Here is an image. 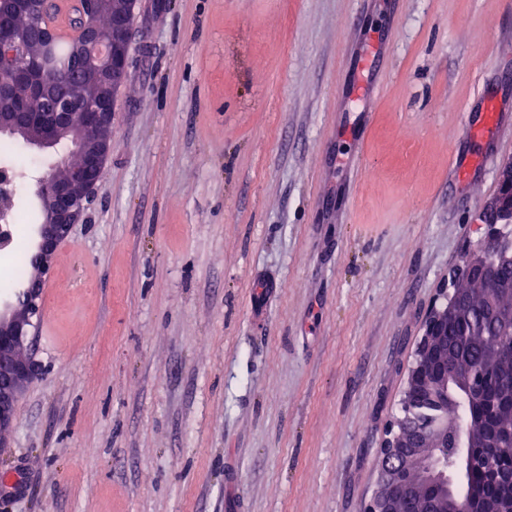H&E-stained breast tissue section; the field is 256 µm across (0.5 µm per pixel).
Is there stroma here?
<instances>
[{
	"instance_id": "obj_1",
	"label": "stroma",
	"mask_w": 512,
	"mask_h": 512,
	"mask_svg": "<svg viewBox=\"0 0 512 512\" xmlns=\"http://www.w3.org/2000/svg\"><path fill=\"white\" fill-rule=\"evenodd\" d=\"M128 43L0 512H360L512 156L453 182L466 112L512 92V0H139ZM9 146L23 262L42 160Z\"/></svg>"
}]
</instances>
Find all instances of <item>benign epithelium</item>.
<instances>
[{"label": "benign epithelium", "mask_w": 512, "mask_h": 512, "mask_svg": "<svg viewBox=\"0 0 512 512\" xmlns=\"http://www.w3.org/2000/svg\"><path fill=\"white\" fill-rule=\"evenodd\" d=\"M44 0H0V66L12 72L0 81V137L18 139L48 158L69 146L80 161L48 164L37 179L35 198L42 213L33 225L32 275L7 298L0 297V433L16 419L17 403L38 375L36 366L22 354L31 335L33 319L42 312V290L50 277L57 251L81 219L112 152V103L127 78V34L138 0H122L111 11L109 25L102 23L107 0H82L81 36L75 50L80 69L76 87L61 92L55 73L46 64L58 35L45 22ZM18 176L0 167V249L13 236L5 205L16 192ZM498 191L483 209L486 234L499 224L512 223V157L497 172ZM503 265L512 266V242L495 251L482 245L467 252L456 281L484 280L500 292L512 293V281L497 278ZM463 295L455 288L441 289V301L428 311L408 369L400 399L402 417L390 424L380 449L377 479L362 512H398L393 489L434 490L427 512H441L442 504L457 498L456 478L471 470L495 474L492 455L461 453L471 447L470 431L451 428L448 422L427 429L416 427L410 413L426 397L443 417L448 406L475 397L471 383L458 374L436 367L440 353L448 350V322L459 314Z\"/></svg>", "instance_id": "1"}]
</instances>
